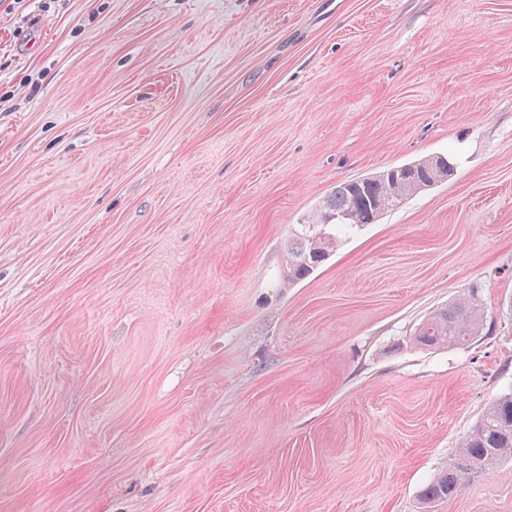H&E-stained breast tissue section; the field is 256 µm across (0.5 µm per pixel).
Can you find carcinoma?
Returning a JSON list of instances; mask_svg holds the SVG:
<instances>
[{
	"mask_svg": "<svg viewBox=\"0 0 512 512\" xmlns=\"http://www.w3.org/2000/svg\"><path fill=\"white\" fill-rule=\"evenodd\" d=\"M451 175L448 159L432 156L411 164L392 167L377 175L337 184L302 224L292 225L285 248L286 280L290 284L307 279L329 257L337 234L377 223L383 215L399 208L410 197L441 183ZM346 215L331 224L332 245L314 237L315 229L329 216ZM483 311L473 297H463L424 321L415 331V343L436 347L462 345L482 334ZM512 458V392L494 399L444 471L426 488L428 502L454 497L462 478L486 472Z\"/></svg>",
	"mask_w": 512,
	"mask_h": 512,
	"instance_id": "obj_1",
	"label": "carcinoma"
}]
</instances>
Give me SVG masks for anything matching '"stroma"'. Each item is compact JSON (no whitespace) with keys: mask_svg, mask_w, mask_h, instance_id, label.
Returning a JSON list of instances; mask_svg holds the SVG:
<instances>
[{"mask_svg":"<svg viewBox=\"0 0 512 512\" xmlns=\"http://www.w3.org/2000/svg\"><path fill=\"white\" fill-rule=\"evenodd\" d=\"M511 391L512 0H0V512H512V459L422 499ZM451 170L447 158L432 156L392 167L374 176L337 184L319 209L304 220V224H292L285 245L288 284L305 280L313 274L336 247L338 233L377 223L383 215L399 208L410 197L447 180ZM336 215L350 217L340 224L333 221L332 242L315 238L317 226L323 224L328 216ZM327 242L332 246L326 245ZM483 319L479 303L471 296L463 297L424 321L413 340L427 347L466 344L482 334Z\"/></svg>","mask_w":512,"mask_h":512,"instance_id":"obj_1","label":"stroma"}]
</instances>
